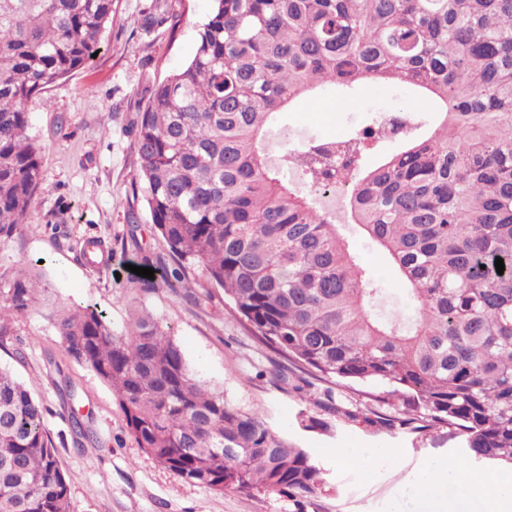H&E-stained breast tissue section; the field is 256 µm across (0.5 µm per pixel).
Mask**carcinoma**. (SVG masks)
Masks as SVG:
<instances>
[{
	"instance_id": "obj_1",
	"label": "carcinoma",
	"mask_w": 512,
	"mask_h": 512,
	"mask_svg": "<svg viewBox=\"0 0 512 512\" xmlns=\"http://www.w3.org/2000/svg\"><path fill=\"white\" fill-rule=\"evenodd\" d=\"M111 16L112 0H0V248L41 182L24 104L93 58ZM366 79L421 91L441 126L421 136L404 115L400 149L372 167L383 132L344 158L311 143L298 170L324 192L347 187L351 224L396 268L411 315L262 147L292 102ZM135 145L132 191L177 260L144 259L159 273L149 286L175 291L201 269L288 361L401 399L381 423L447 425L467 458L512 469V0H214L192 60L151 91ZM43 291L35 262L0 272L1 344ZM54 325L112 386L138 446L182 479L301 496L325 485L306 449L193 375L147 310L120 333L92 305L59 307ZM71 484L41 406L0 367V512H73Z\"/></svg>"
}]
</instances>
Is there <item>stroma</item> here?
Masks as SVG:
<instances>
[{
	"label": "stroma",
	"instance_id": "obj_1",
	"mask_svg": "<svg viewBox=\"0 0 512 512\" xmlns=\"http://www.w3.org/2000/svg\"><path fill=\"white\" fill-rule=\"evenodd\" d=\"M212 10L213 0H114L97 57L26 102L30 133L42 148L41 185L24 231L0 249V270L41 260L47 296L94 305L118 332L132 307L146 308L170 328L194 375L296 439L325 469V485L304 498L263 490L216 493L163 468L130 435L111 386L67 355L50 308L37 307L14 323L0 346V366L43 407L59 464L73 478L74 512H410L423 473L461 452L447 426L399 431L352 419V412L373 407L390 414L389 405L373 403L380 391L373 383L314 378L304 393L273 385L264 375L272 351L240 323L223 290L209 285L200 269H188V286L176 292L147 288L132 271L141 256L170 258L143 196L131 188L138 175L133 129L148 90L193 58ZM418 105L412 90L394 84L328 87L280 113L263 147L268 158L280 159L290 143L351 137L389 109ZM344 232L374 282L398 293L397 274L374 243L355 226ZM89 239L101 240L106 251L96 266L80 254ZM328 392L340 408L329 419L330 431L298 428L299 410L321 416L319 403ZM75 417L92 440L77 442ZM386 448L396 450L397 460L383 457ZM346 452L362 453L363 462L341 466Z\"/></svg>",
	"mask_w": 512,
	"mask_h": 512
}]
</instances>
